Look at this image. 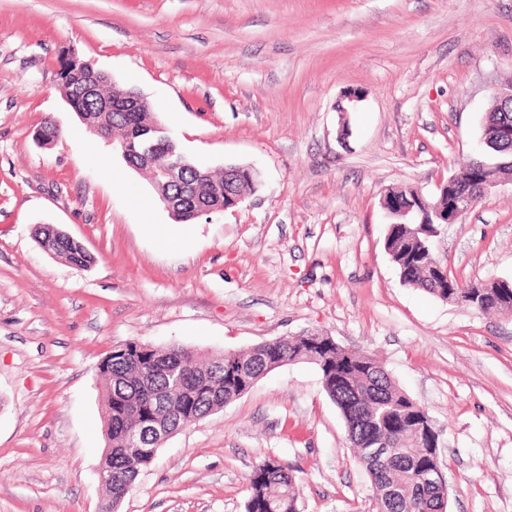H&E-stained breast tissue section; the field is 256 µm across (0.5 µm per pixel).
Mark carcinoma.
<instances>
[{
    "label": "carcinoma",
    "instance_id": "cac0c4a2",
    "mask_svg": "<svg viewBox=\"0 0 512 512\" xmlns=\"http://www.w3.org/2000/svg\"><path fill=\"white\" fill-rule=\"evenodd\" d=\"M58 76L63 94L74 101L79 115L92 129L102 128L115 142H125L134 151L141 150L152 135L157 120L150 109L141 112H100L102 102L112 97V83L75 69L59 59ZM94 85L96 96L75 99L86 85ZM177 144L161 142L152 150V166L147 174L168 164L179 154ZM480 161L498 164L497 176L512 175V146L490 144ZM184 182L186 189L213 207L224 205V170H211L188 159ZM472 159L455 175L463 188L479 182L480 171ZM40 248L65 257L71 264L86 268L91 254L76 239L54 225H42L35 231ZM434 228L426 224H390L388 254L401 282L419 288L446 302L463 286L486 300L482 313L512 315V280L484 282L460 281L435 275ZM139 344L115 349L98 365L103 380L105 404L103 426L107 447L100 468L112 473L105 482L107 502L104 512H116L129 494L139 472L150 466L155 456L126 447V434L149 417L171 421L181 428L247 393L269 372V350H275L284 365L307 362L315 365L321 386L339 410L355 457L370 477L375 512H449L448 486L434 478L441 463L439 431L425 408L414 401L392 379L385 366L363 351L349 350L319 333L288 336L274 345L261 343L245 352L220 357H199L182 346L147 345L150 352H137ZM179 374L183 400L173 412L157 404L151 396L164 392ZM295 472L275 457L262 459L249 477V495L245 512H298V485Z\"/></svg>",
    "mask_w": 512,
    "mask_h": 512
}]
</instances>
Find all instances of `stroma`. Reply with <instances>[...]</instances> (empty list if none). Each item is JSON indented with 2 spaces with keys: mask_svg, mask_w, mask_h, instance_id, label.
Masks as SVG:
<instances>
[{
  "mask_svg": "<svg viewBox=\"0 0 512 512\" xmlns=\"http://www.w3.org/2000/svg\"><path fill=\"white\" fill-rule=\"evenodd\" d=\"M64 55L135 88L194 163L255 167V190L159 248L145 223L184 225L136 207L154 191L67 104ZM507 81L512 0H0V512H101L97 366L113 349L208 356L306 332L375 354L429 411L451 512H512V316L404 285L380 208L395 187L436 196ZM42 224L93 263L43 252ZM434 251L459 280L512 279V180L441 225ZM268 456L298 467L300 512H371L306 362L178 431L119 512H244Z\"/></svg>",
  "mask_w": 512,
  "mask_h": 512,
  "instance_id": "stroma-1",
  "label": "stroma"
}]
</instances>
